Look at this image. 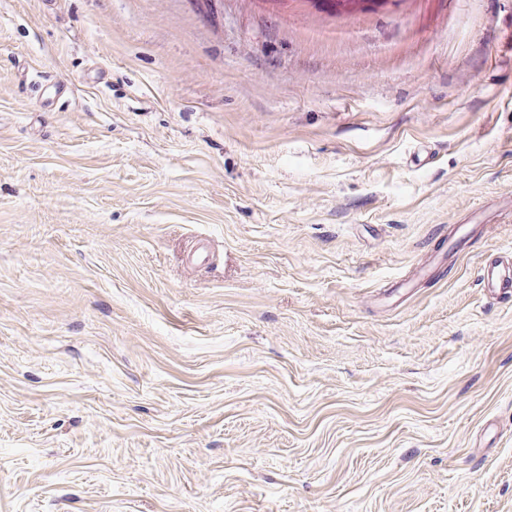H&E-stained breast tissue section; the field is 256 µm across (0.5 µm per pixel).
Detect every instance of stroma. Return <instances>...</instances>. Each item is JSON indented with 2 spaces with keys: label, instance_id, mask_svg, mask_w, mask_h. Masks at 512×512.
<instances>
[{
  "label": "stroma",
  "instance_id": "obj_1",
  "mask_svg": "<svg viewBox=\"0 0 512 512\" xmlns=\"http://www.w3.org/2000/svg\"><path fill=\"white\" fill-rule=\"evenodd\" d=\"M511 253L512 0H0V512H512ZM479 279L483 288L492 295L510 291L512 295V259L485 263L479 271Z\"/></svg>",
  "mask_w": 512,
  "mask_h": 512
}]
</instances>
